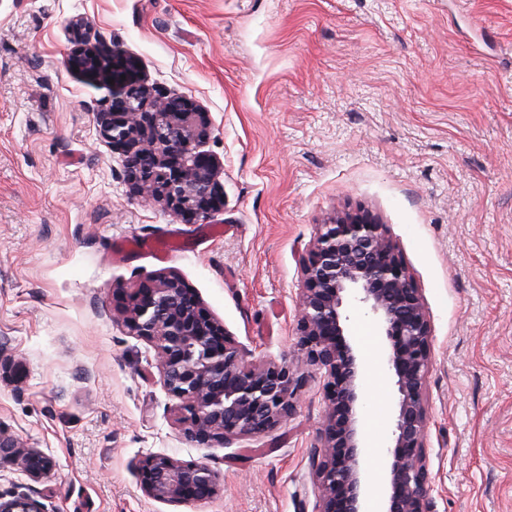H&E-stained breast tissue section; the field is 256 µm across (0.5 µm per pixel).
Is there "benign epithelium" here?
I'll use <instances>...</instances> for the list:
<instances>
[{
    "label": "benign epithelium",
    "instance_id": "benign-epithelium-1",
    "mask_svg": "<svg viewBox=\"0 0 512 512\" xmlns=\"http://www.w3.org/2000/svg\"><path fill=\"white\" fill-rule=\"evenodd\" d=\"M70 64L109 91L96 113L101 138L122 148L123 175L142 203H163L188 219L209 221L215 211L220 161L200 151L212 133L207 113L191 98L150 86L136 60L92 36L87 23L71 25ZM301 269L295 362H253L246 349L173 276L137 289L119 313L130 334L155 347L156 367L179 400L185 439L224 445L278 427L294 410L303 367L327 377L323 422L309 453L318 488L313 512H370V488L361 436L364 412L361 362L349 336L347 306L371 314L386 343L396 388L392 446L384 466L383 512H435L427 464L425 382L432 328L422 295L388 235L364 208L336 211L319 225ZM17 467L40 482L54 457L0 432V468ZM148 497L179 505L214 497L220 474L205 462L166 454L139 466ZM0 512H49L33 493L0 494Z\"/></svg>",
    "mask_w": 512,
    "mask_h": 512
}]
</instances>
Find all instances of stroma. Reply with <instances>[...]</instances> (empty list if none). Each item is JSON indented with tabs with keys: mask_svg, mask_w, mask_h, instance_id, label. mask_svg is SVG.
Here are the masks:
<instances>
[{
	"mask_svg": "<svg viewBox=\"0 0 512 512\" xmlns=\"http://www.w3.org/2000/svg\"><path fill=\"white\" fill-rule=\"evenodd\" d=\"M84 19L148 83L208 113L213 222L143 206L67 63ZM386 224L432 327L425 390L435 512H512V0H0V432L51 453L55 512H312L324 374L232 445L187 442L156 352L118 318L179 278L255 361H295L300 260L339 207ZM366 474L380 481L396 389L349 306ZM151 454L210 464L217 496L147 497Z\"/></svg>",
	"mask_w": 512,
	"mask_h": 512,
	"instance_id": "1",
	"label": "stroma"
}]
</instances>
